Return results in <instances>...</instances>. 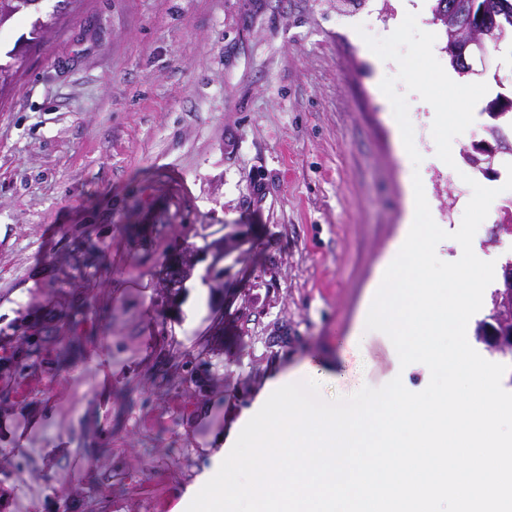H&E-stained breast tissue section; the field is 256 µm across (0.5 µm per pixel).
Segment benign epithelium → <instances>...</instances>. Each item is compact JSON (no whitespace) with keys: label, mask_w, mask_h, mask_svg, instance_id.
<instances>
[{"label":"benign epithelium","mask_w":512,"mask_h":512,"mask_svg":"<svg viewBox=\"0 0 512 512\" xmlns=\"http://www.w3.org/2000/svg\"><path fill=\"white\" fill-rule=\"evenodd\" d=\"M511 17L512 0H490L479 9L472 0L456 3V10L450 15L457 27L451 39V55L464 65L465 72H473L470 58L477 55L485 61L490 47L502 38L503 19ZM208 253L207 249L190 245L166 260L158 272L161 293L167 298L178 296L186 282L185 272L194 270Z\"/></svg>","instance_id":"1"}]
</instances>
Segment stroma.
<instances>
[{
    "mask_svg": "<svg viewBox=\"0 0 512 512\" xmlns=\"http://www.w3.org/2000/svg\"><path fill=\"white\" fill-rule=\"evenodd\" d=\"M398 0H40L54 27H0V512H166L210 465L269 366L312 357L322 398L386 384L387 337L343 349L397 240L406 171L380 89ZM483 103L512 98V43L491 51ZM419 166L444 224L470 182L482 116L439 162L432 113L407 96ZM457 173H450V166ZM512 209L501 193L475 238ZM231 235L224 285L164 298L156 273Z\"/></svg>",
    "mask_w": 512,
    "mask_h": 512,
    "instance_id": "obj_1",
    "label": "stroma"
}]
</instances>
